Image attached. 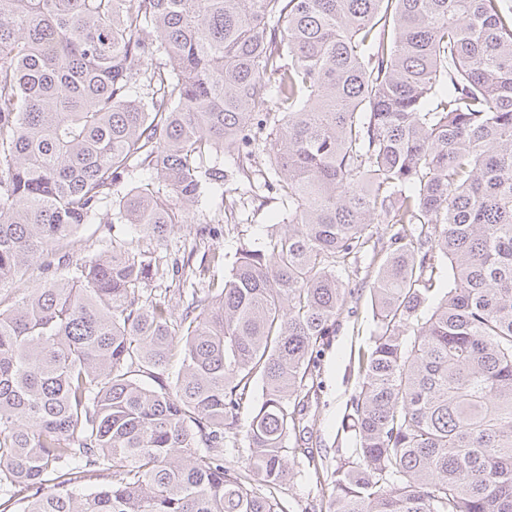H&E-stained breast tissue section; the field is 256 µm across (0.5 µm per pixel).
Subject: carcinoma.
Here are the masks:
<instances>
[{
	"mask_svg": "<svg viewBox=\"0 0 512 512\" xmlns=\"http://www.w3.org/2000/svg\"><path fill=\"white\" fill-rule=\"evenodd\" d=\"M231 178L282 223L221 278L180 265V311L143 298L155 250L73 252L114 219L161 246ZM374 224L433 232L390 238L329 512H512V0H0V285L42 275L0 310V496L287 512L291 403ZM249 449L247 442L244 439L243 432L239 433L236 438H226L224 442V462L227 464L241 466L247 455Z\"/></svg>",
	"mask_w": 512,
	"mask_h": 512,
	"instance_id": "obj_1",
	"label": "carcinoma"
}]
</instances>
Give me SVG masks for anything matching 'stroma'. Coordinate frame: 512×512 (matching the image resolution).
<instances>
[{
	"mask_svg": "<svg viewBox=\"0 0 512 512\" xmlns=\"http://www.w3.org/2000/svg\"><path fill=\"white\" fill-rule=\"evenodd\" d=\"M278 208L275 202L262 207L252 203L228 215L224 212L220 192L207 193L196 217L203 221L222 219L223 232L218 236H197L189 260L191 265H199L202 257L211 255L217 248L226 255L225 265H232L241 245L258 242L267 228L277 221ZM185 234L186 229L182 226L170 233L166 248L159 251V272L151 286L157 294L167 290L180 292L182 303L187 304L191 301V290L173 269L174 264L184 260L181 249ZM113 235L131 240L135 232L125 224L111 227L87 224L77 235L74 249L84 256L97 255ZM380 263V258L368 254L340 272L352 293L336 319L335 333L327 337L318 354V367L312 379L307 380L300 394L305 428L288 437V445L293 449L288 456L290 477L282 485L279 497L289 512H327V481L353 452L354 438L346 425L352 412L351 401L362 380V355L372 345L375 329L372 285Z\"/></svg>",
	"mask_w": 512,
	"mask_h": 512,
	"instance_id": "1",
	"label": "stroma"
}]
</instances>
